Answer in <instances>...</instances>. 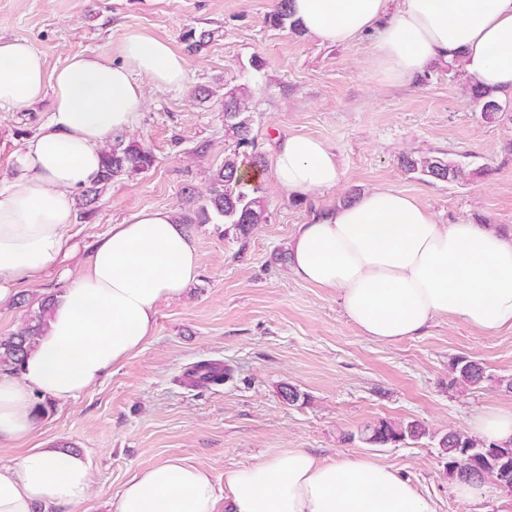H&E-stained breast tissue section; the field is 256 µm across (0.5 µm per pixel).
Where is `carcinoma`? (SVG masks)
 <instances>
[{
	"label": "carcinoma",
	"mask_w": 512,
	"mask_h": 512,
	"mask_svg": "<svg viewBox=\"0 0 512 512\" xmlns=\"http://www.w3.org/2000/svg\"><path fill=\"white\" fill-rule=\"evenodd\" d=\"M289 0H277L268 15L269 24L277 27H299L288 9ZM468 93L480 106L482 117L494 122L505 112V106L492 92L471 85ZM250 95L243 87L224 91V136L231 141V150L225 152L224 165L213 174L206 197L197 200L188 197V206L179 216L182 224H208L216 221L230 224L242 235L255 224L267 218V203L263 182L250 183L249 171L261 172L264 154L252 135V116L249 112ZM401 166L435 181H457L465 175L464 168L449 159L433 155H404ZM154 165V155L146 147L117 138L103 151L100 179L79 191L81 214L89 218L103 189L113 180L145 172ZM50 298H45L28 322L16 333L0 338V369H18L22 357L33 348L35 339L46 325ZM450 386L477 387L489 380L485 368L476 361L459 360L452 366ZM197 385H221L229 376L224 364L203 360L190 373ZM428 435L426 428L415 422L393 424L380 421L367 426L361 438L369 444L388 445L407 440L417 441ZM439 446L448 459V474L453 478L465 474L491 479L496 485L512 490V444L480 441L459 432L450 431L439 440Z\"/></svg>",
	"instance_id": "carcinoma-1"
}]
</instances>
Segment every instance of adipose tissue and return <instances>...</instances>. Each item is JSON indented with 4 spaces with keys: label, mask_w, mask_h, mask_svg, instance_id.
<instances>
[{
    "label": "adipose tissue",
    "mask_w": 512,
    "mask_h": 512,
    "mask_svg": "<svg viewBox=\"0 0 512 512\" xmlns=\"http://www.w3.org/2000/svg\"><path fill=\"white\" fill-rule=\"evenodd\" d=\"M306 33L348 46L375 33L369 64L383 85L411 81L436 63L459 62L470 83L512 95V0H290ZM183 87L184 58L168 43L127 32L119 59L76 54L46 73L21 40H0V108L51 93L50 117L16 155L0 192V304L39 282L73 250L76 191L100 176L102 149L131 132L146 104L135 75ZM278 189L307 197L336 188L341 171L322 140L291 135L275 146ZM293 274L336 293L360 333L379 343L459 318L494 334L512 327V239L481 224H439L413 197L374 188L298 225ZM195 241L167 209L143 210L93 244L85 269L57 294L47 326L19 372L0 371V444L28 443L37 401L77 399L141 351L160 301L181 297L198 273ZM92 494L80 454L33 448L0 466V512H74ZM114 512H434L384 463L319 459L292 450L226 471L172 457L122 486Z\"/></svg>",
    "instance_id": "ef3b65f1"
}]
</instances>
